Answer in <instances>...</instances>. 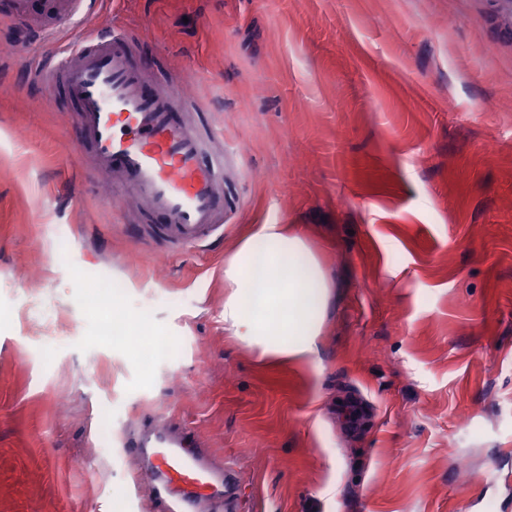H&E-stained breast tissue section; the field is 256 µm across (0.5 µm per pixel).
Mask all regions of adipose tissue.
<instances>
[{
	"label": "adipose tissue",
	"mask_w": 512,
	"mask_h": 512,
	"mask_svg": "<svg viewBox=\"0 0 512 512\" xmlns=\"http://www.w3.org/2000/svg\"><path fill=\"white\" fill-rule=\"evenodd\" d=\"M330 286L301 233L255 225L224 257V329L260 355L313 359L321 324L311 311Z\"/></svg>",
	"instance_id": "ef3b65f1"
}]
</instances>
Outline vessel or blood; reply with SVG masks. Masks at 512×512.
Masks as SVG:
<instances>
[{
	"label": "vessel or blood",
	"mask_w": 512,
	"mask_h": 512,
	"mask_svg": "<svg viewBox=\"0 0 512 512\" xmlns=\"http://www.w3.org/2000/svg\"><path fill=\"white\" fill-rule=\"evenodd\" d=\"M94 0H11L14 15L39 14L45 27L91 9ZM131 32L85 36L46 54L33 77L48 100L65 94L77 106L74 147L89 143L98 166L114 184L129 187L146 223L143 241L168 252L200 249L224 237V157L207 156L206 142L218 136L190 127L175 112L186 102V84L156 90L133 64ZM142 460L141 480L173 512H223L224 484L200 448L168 426L133 441Z\"/></svg>",
	"instance_id": "b4317fda"
}]
</instances>
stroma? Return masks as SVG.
<instances>
[{
    "instance_id": "35a3bbf8",
    "label": "stroma",
    "mask_w": 512,
    "mask_h": 512,
    "mask_svg": "<svg viewBox=\"0 0 512 512\" xmlns=\"http://www.w3.org/2000/svg\"><path fill=\"white\" fill-rule=\"evenodd\" d=\"M113 28L224 130L214 248L141 244L30 80ZM0 40V512H166L123 440L171 421L224 512H512V41L484 0H101ZM271 222L333 283L310 362L224 332V254Z\"/></svg>"
}]
</instances>
